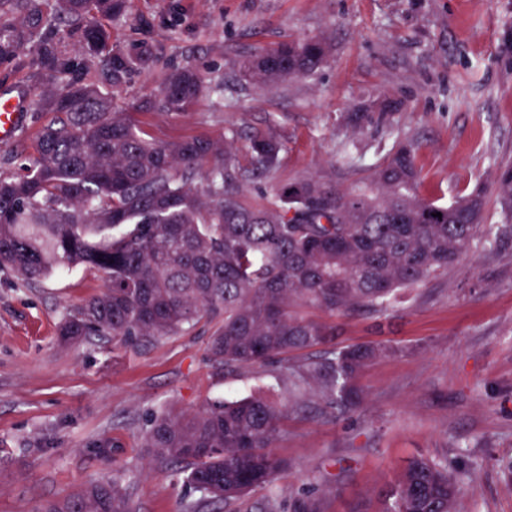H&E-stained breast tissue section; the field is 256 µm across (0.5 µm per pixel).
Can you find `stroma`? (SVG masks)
I'll return each instance as SVG.
<instances>
[{"label": "stroma", "instance_id": "1", "mask_svg": "<svg viewBox=\"0 0 512 512\" xmlns=\"http://www.w3.org/2000/svg\"><path fill=\"white\" fill-rule=\"evenodd\" d=\"M110 27L114 44L147 43L157 59L133 75L123 108L174 66L211 83L186 112L133 118L159 140H224L248 202L302 178L350 188L399 138L418 143V193L438 205L512 166V0H128ZM309 38L329 48L314 75L273 87L243 77L257 51ZM1 92L26 97L23 124L0 142L4 177L34 155L49 117L36 111L24 72L0 70ZM354 112L386 119L356 124ZM258 131L282 144L260 179L250 173ZM103 285L82 270L30 284L0 267V512H37L112 478L134 512H184L200 495L145 448L151 418L250 394L283 410L272 453L288 470L272 491L201 512H261L271 500L282 512H377V488L420 456L468 476L460 512H512V237L492 252L474 246L396 310L336 317L337 346L388 352L358 374L361 404L335 415L313 383L287 374L326 356L325 345L232 372L211 366L205 321L145 347L61 345L64 312Z\"/></svg>", "mask_w": 512, "mask_h": 512}]
</instances>
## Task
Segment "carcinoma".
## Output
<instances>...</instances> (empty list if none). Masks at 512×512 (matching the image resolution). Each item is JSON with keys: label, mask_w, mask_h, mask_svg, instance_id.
Listing matches in <instances>:
<instances>
[{"label": "carcinoma", "mask_w": 512, "mask_h": 512, "mask_svg": "<svg viewBox=\"0 0 512 512\" xmlns=\"http://www.w3.org/2000/svg\"><path fill=\"white\" fill-rule=\"evenodd\" d=\"M126 0H0V68L33 53L28 79L40 112L55 118L37 133L35 155L0 177V264L27 282L63 270L105 275L104 289L60 320L58 336L80 346L101 336L146 346L215 323L208 356L217 369L263 365L336 339L334 318L362 309L385 313L403 290L448 272L475 244L494 248L512 234V167L491 191L501 223H484L487 191L449 205L418 195L419 145L396 141L357 186L341 190L304 178L250 204L235 188L224 141L148 138L114 107L154 56L144 43H112L109 22ZM328 47L320 40L281 43L243 66L244 77L275 85L315 73ZM191 66L168 72L139 112L186 111L205 94ZM256 167L272 170L280 144L250 140ZM206 170L207 186L192 187ZM441 216H435V213ZM385 353L377 345L335 349L295 370L331 408L359 403V371ZM283 413L261 396L211 403L194 413L152 418L145 447L205 501L231 504L271 486L285 465L270 451ZM464 479L442 461L415 458L381 489L378 512H457ZM39 512H133L112 479L47 501Z\"/></svg>", "instance_id": "cac0c4a2"}]
</instances>
